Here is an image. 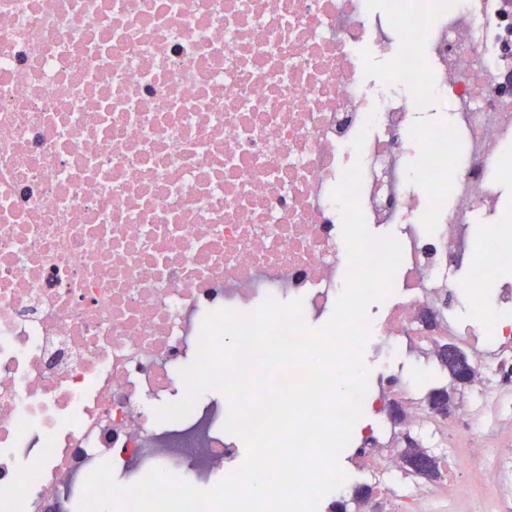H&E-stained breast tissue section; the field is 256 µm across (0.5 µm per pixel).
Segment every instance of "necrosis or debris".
Segmentation results:
<instances>
[{"instance_id":"1","label":"necrosis or debris","mask_w":512,"mask_h":512,"mask_svg":"<svg viewBox=\"0 0 512 512\" xmlns=\"http://www.w3.org/2000/svg\"><path fill=\"white\" fill-rule=\"evenodd\" d=\"M510 78L512 0H0V512H75L105 460L122 485L223 471L226 405L167 423L153 406L184 395L202 312L271 296L333 313L330 192L357 162L366 225L403 246L400 299L368 334L389 355L457 336L477 367L444 428L454 497L400 483L391 426L361 442L380 497L512 512V448L485 445L512 420V283L480 302L512 263ZM437 102L453 110L426 127Z\"/></svg>"}]
</instances>
